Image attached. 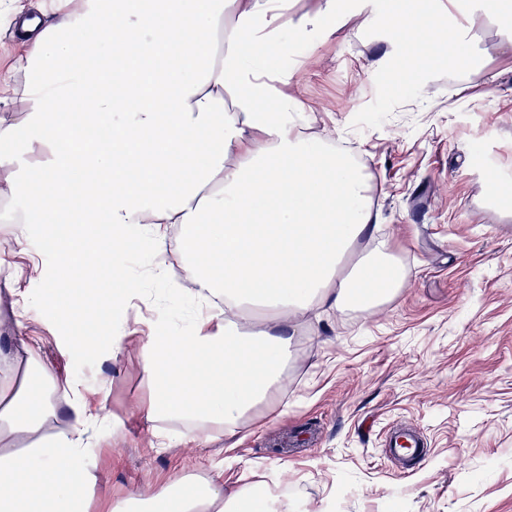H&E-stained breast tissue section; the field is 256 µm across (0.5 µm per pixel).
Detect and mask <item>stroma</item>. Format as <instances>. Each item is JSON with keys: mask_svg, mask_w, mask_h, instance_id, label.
<instances>
[{"mask_svg": "<svg viewBox=\"0 0 512 512\" xmlns=\"http://www.w3.org/2000/svg\"><path fill=\"white\" fill-rule=\"evenodd\" d=\"M381 0H336L337 12L375 16L368 29H337L316 46H288L308 133H336L371 185L379 235L406 268L400 293L377 309L311 316L288 368V390L237 442L217 436L199 447L150 446L145 416L152 384L133 350L117 357L68 348L79 332L96 335V303L110 268L94 261L70 288L66 317L43 304L64 257L27 251L0 264V350L30 337L36 359L117 421L90 450L102 476L92 512L146 484L177 474L220 470L228 485L273 493L272 512H512V14H485L484 0H462L466 58L428 41V64L409 88L395 80L400 52ZM483 61V73L468 60ZM450 69L468 71L450 82ZM46 277L26 279L29 259ZM141 290L144 317L176 305L150 277L146 261L124 262ZM26 290L20 322L10 320L14 283ZM407 422L426 454L403 468L388 459V431Z\"/></svg>", "mask_w": 512, "mask_h": 512, "instance_id": "35a3bbf8", "label": "stroma"}]
</instances>
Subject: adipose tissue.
Instances as JSON below:
<instances>
[{"mask_svg": "<svg viewBox=\"0 0 512 512\" xmlns=\"http://www.w3.org/2000/svg\"><path fill=\"white\" fill-rule=\"evenodd\" d=\"M0 72V201L24 191L10 239L53 225L70 268L134 249L156 259L181 234L197 284L188 324L158 315L139 365L148 420L187 441L232 439L287 387L302 319L317 308L372 309L407 274L384 243L341 263L379 223L367 178L322 137L275 49L290 0H55ZM94 47V64L70 68ZM75 207L60 213L58 200ZM69 431L50 433L60 410ZM102 406L53 375L26 339L0 352V512H91L97 460L87 426ZM27 448L5 450L6 441ZM112 512H265L222 474L146 486Z\"/></svg>", "mask_w": 512, "mask_h": 512, "instance_id": "1", "label": "adipose tissue"}]
</instances>
